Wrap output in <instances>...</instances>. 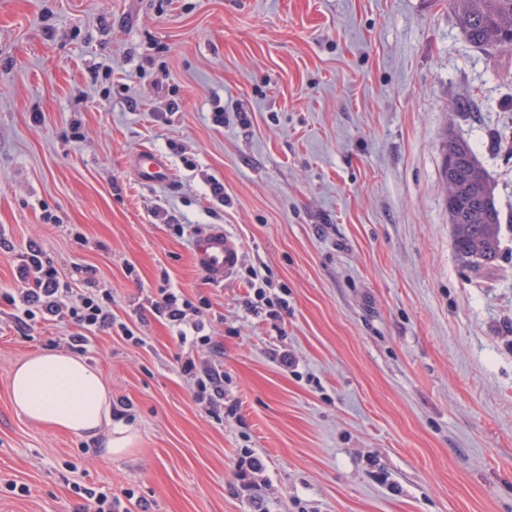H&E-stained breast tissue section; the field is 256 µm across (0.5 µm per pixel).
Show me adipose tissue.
<instances>
[{
    "mask_svg": "<svg viewBox=\"0 0 512 512\" xmlns=\"http://www.w3.org/2000/svg\"><path fill=\"white\" fill-rule=\"evenodd\" d=\"M16 412L44 427L97 445L103 456L128 454L132 427L112 419V392L83 357L45 351L16 365L10 383Z\"/></svg>",
    "mask_w": 512,
    "mask_h": 512,
    "instance_id": "ef3b65f1",
    "label": "adipose tissue"
}]
</instances>
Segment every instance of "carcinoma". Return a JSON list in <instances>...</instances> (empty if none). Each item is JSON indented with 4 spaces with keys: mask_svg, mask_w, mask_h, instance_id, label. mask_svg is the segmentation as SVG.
<instances>
[{
    "mask_svg": "<svg viewBox=\"0 0 512 512\" xmlns=\"http://www.w3.org/2000/svg\"><path fill=\"white\" fill-rule=\"evenodd\" d=\"M458 27L474 47L489 51L503 38L505 25L512 23V0H448ZM442 177H451L457 190L448 202L452 242L460 260L472 271L496 267L499 257L501 212L494 202L492 188L465 140L448 136Z\"/></svg>",
    "mask_w": 512,
    "mask_h": 512,
    "instance_id": "carcinoma-1",
    "label": "carcinoma"
}]
</instances>
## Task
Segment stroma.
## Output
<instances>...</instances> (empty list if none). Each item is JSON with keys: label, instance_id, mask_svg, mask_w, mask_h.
<instances>
[{"label": "stroma", "instance_id": "obj_1", "mask_svg": "<svg viewBox=\"0 0 512 512\" xmlns=\"http://www.w3.org/2000/svg\"><path fill=\"white\" fill-rule=\"evenodd\" d=\"M450 131L502 214L492 271L453 249ZM147 148L168 184L137 181ZM213 224L241 243L225 283L192 258ZM0 237V291L38 243L94 267L142 339L83 352L138 434L108 459L10 400L15 365L69 352L70 327L0 317V479L29 488L0 486V512H74L80 487L149 512H512V54L469 44L448 0H0ZM165 283L208 300L192 353L237 416L205 415L171 329L140 316ZM260 287L287 290L283 318L247 307ZM263 471L264 465L259 458L250 455L242 459L236 474L238 480L241 481V488L244 491H250L255 484L256 477Z\"/></svg>", "mask_w": 512, "mask_h": 512}]
</instances>
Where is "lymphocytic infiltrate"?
Listing matches in <instances>:
<instances>
[{"label":"lymphocytic infiltrate","instance_id":"lymphocytic-infiltrate-1","mask_svg":"<svg viewBox=\"0 0 512 512\" xmlns=\"http://www.w3.org/2000/svg\"><path fill=\"white\" fill-rule=\"evenodd\" d=\"M85 273L82 286L72 285L40 245L29 243L26 251L17 256L18 286L1 292L0 303L12 308V319L21 330L32 322L76 325L69 342L78 350L96 331H111L133 339V330L117 321L112 312L111 289L100 287L93 268H86ZM150 313L168 323L180 344L193 346L211 341L200 307L180 289L161 287L158 297L150 303ZM179 372L192 385L195 402L209 417L220 421L225 414H236V406L224 404V372L216 364L188 355L180 358ZM75 512H147V505L130 490L119 498L87 488Z\"/></svg>","mask_w":512,"mask_h":512}]
</instances>
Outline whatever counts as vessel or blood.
<instances>
[{"mask_svg":"<svg viewBox=\"0 0 512 512\" xmlns=\"http://www.w3.org/2000/svg\"><path fill=\"white\" fill-rule=\"evenodd\" d=\"M133 166L137 180L145 185L166 181L171 176L166 158L152 150L137 156ZM240 257L238 240L223 226L202 230L195 238V263L213 282L228 281L235 274Z\"/></svg>","mask_w":512,"mask_h":512,"instance_id":"1","label":"vessel or blood"}]
</instances>
